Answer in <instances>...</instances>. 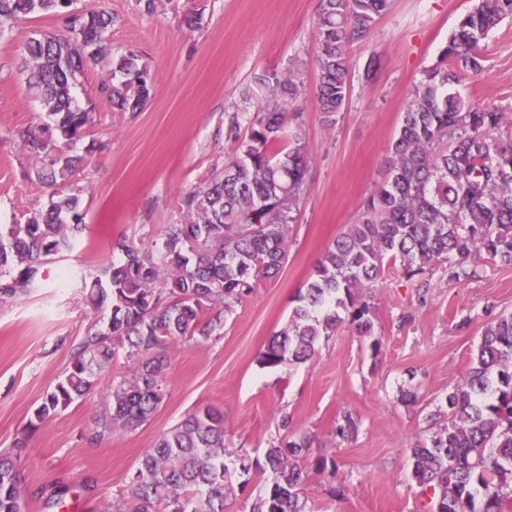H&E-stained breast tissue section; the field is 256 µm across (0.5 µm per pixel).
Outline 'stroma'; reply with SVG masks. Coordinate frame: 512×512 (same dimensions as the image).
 I'll use <instances>...</instances> for the list:
<instances>
[{
	"label": "stroma",
	"instance_id": "obj_1",
	"mask_svg": "<svg viewBox=\"0 0 512 512\" xmlns=\"http://www.w3.org/2000/svg\"><path fill=\"white\" fill-rule=\"evenodd\" d=\"M474 4L391 0L369 36L352 46L349 100L329 127L315 97L320 0H173L154 14L140 0H78L79 9L111 13L107 44L113 57L136 53L155 81L148 103L132 114L113 110L99 91L111 77V59L78 74V101L96 119L75 148L85 158L73 184L82 194L86 229L71 251L47 266L40 288L0 304V451L27 441L25 512H47L46 494L58 482L70 487L66 512H104L159 435L205 406L223 412L230 451L246 449L255 460L263 459L275 437L280 413L291 416L295 432L311 435L307 466L320 458L337 466L335 482L313 472L305 486L315 512H431L411 475L409 446L425 436L439 400L462 383L486 325L512 312V267L489 264L478 278L454 281L440 266L421 282L386 267L366 292L374 337L358 336L345 322L321 343L312 363L285 370L263 367L258 358L287 322L325 247L381 181L401 112ZM190 14L200 15L198 26H186ZM61 28L58 19L33 18L0 37L2 229L24 221L53 191L36 178L41 161L14 132L47 120L18 69L24 42ZM481 51L484 72L463 79L458 90L503 111L511 124L512 17L489 33ZM372 57L380 67L368 84L363 70ZM293 66L303 74L306 93L290 106L288 123L305 135L311 171L279 275L225 314L219 336L167 346L165 400L137 431L94 434L113 382L138 363L124 353L84 399L30 428L34 409L56 385L73 348L108 315L86 302L76 270L92 273L111 262L119 237L149 242L169 225L184 223L183 195L222 168L234 150L228 113L257 110L243 98L254 75ZM404 390L417 392L415 404L399 402ZM346 411L358 420L357 436L333 440Z\"/></svg>",
	"mask_w": 512,
	"mask_h": 512
}]
</instances>
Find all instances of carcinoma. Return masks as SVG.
<instances>
[{
	"label": "carcinoma",
	"mask_w": 512,
	"mask_h": 512,
	"mask_svg": "<svg viewBox=\"0 0 512 512\" xmlns=\"http://www.w3.org/2000/svg\"><path fill=\"white\" fill-rule=\"evenodd\" d=\"M76 0H0V36L23 19L50 15L62 34L40 33L23 46L19 69L48 122L16 130L42 160L36 177L56 192L22 224L0 231V302L30 293L43 269L68 252L85 229L80 192L70 183L84 162L63 155L86 137L93 113L75 92L77 74L107 53L112 15L82 13ZM389 0H321L315 38L320 73L317 98L323 122L335 126L350 95L349 46L365 39ZM512 17V0H478L457 22L440 63L425 71L401 113L389 160L376 191L360 205L315 268L285 325L259 355L263 367L294 366L317 355L323 339L349 321L361 336L374 330L362 289L385 264H399L408 280L448 264L454 280L479 276L477 261L512 265V143L496 138L504 115L479 108L455 90L485 70L480 50L488 34ZM154 86L138 56L122 55L102 91L120 112L137 111ZM306 92L297 67L265 70L246 99L261 101L240 137V116L229 117L236 148L202 186L184 195L183 224L150 243L126 238L112 244L119 259L87 275L88 298L107 306L106 325L87 330L69 366L34 410L36 427L84 398L116 351L138 358L133 373L112 385L103 433L134 432L162 405L163 350L173 342H204L223 328L221 313L276 277L288 258L296 214L308 190L311 154L301 129L288 130V104ZM430 434L409 448L412 476L432 512H512V313L489 323L472 350L464 381L431 416ZM280 417L265 466L236 454L239 488L265 468L271 485L252 512H313L304 493L303 466L314 439ZM358 431L346 412L333 435ZM25 441L0 451V512H25L19 467ZM224 414L195 410L159 436L127 478L115 512H226L233 492L226 458Z\"/></svg>",
	"instance_id": "1"
}]
</instances>
